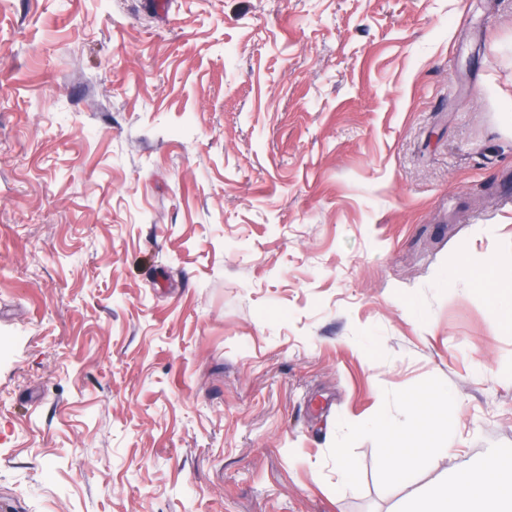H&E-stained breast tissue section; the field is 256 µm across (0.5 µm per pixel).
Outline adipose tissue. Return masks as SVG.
Returning a JSON list of instances; mask_svg holds the SVG:
<instances>
[{
    "mask_svg": "<svg viewBox=\"0 0 512 512\" xmlns=\"http://www.w3.org/2000/svg\"><path fill=\"white\" fill-rule=\"evenodd\" d=\"M458 273L473 280L480 293L492 300V315L497 323L512 324V269L490 258H468L459 263ZM418 417L417 403H409L405 422L394 424L386 419L373 422L380 433L398 430L400 440L389 439L382 450L387 471L398 478L409 474L429 456L421 448L406 451L402 441L409 435ZM421 512H512V466L504 456L488 449L484 457L468 467L463 477L432 485L426 492Z\"/></svg>",
    "mask_w": 512,
    "mask_h": 512,
    "instance_id": "ef3b65f1",
    "label": "adipose tissue"
}]
</instances>
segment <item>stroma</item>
<instances>
[{
	"instance_id": "obj_1",
	"label": "stroma",
	"mask_w": 512,
	"mask_h": 512,
	"mask_svg": "<svg viewBox=\"0 0 512 512\" xmlns=\"http://www.w3.org/2000/svg\"><path fill=\"white\" fill-rule=\"evenodd\" d=\"M149 2L0 0V512H415L512 453L445 278L512 267V0ZM408 416L406 418V421L398 424L394 423L390 420L386 419H376L372 422V425L378 429V431L381 434H385L388 431L396 430L398 431L402 436L407 437L414 428V425L416 423L417 417H418V405L416 402H410L408 404ZM405 442H397L388 439L385 448H382V458L386 470L394 478L405 476L413 471L419 464L423 463L435 450L441 448H420L417 451L409 452Z\"/></svg>"
}]
</instances>
